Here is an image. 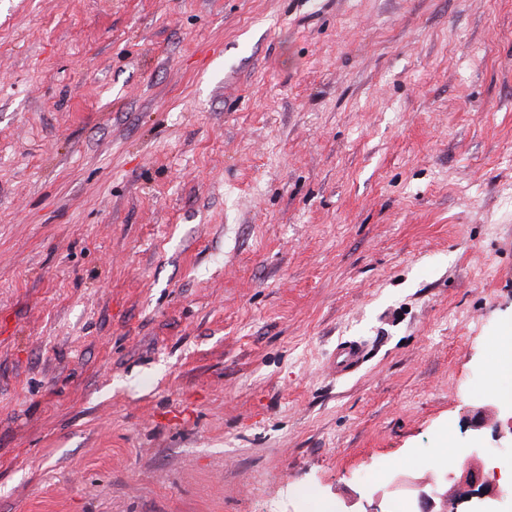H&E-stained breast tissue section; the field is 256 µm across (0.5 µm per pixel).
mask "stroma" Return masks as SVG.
Listing matches in <instances>:
<instances>
[{
  "instance_id": "obj_1",
  "label": "stroma",
  "mask_w": 512,
  "mask_h": 512,
  "mask_svg": "<svg viewBox=\"0 0 512 512\" xmlns=\"http://www.w3.org/2000/svg\"><path fill=\"white\" fill-rule=\"evenodd\" d=\"M510 321L512 0H0V512L503 488ZM363 351L359 344L354 342L342 343L336 349V359L331 366L336 374H346L353 371L361 362Z\"/></svg>"
}]
</instances>
